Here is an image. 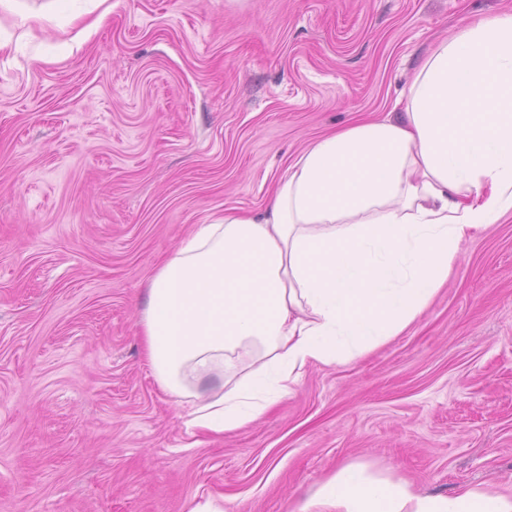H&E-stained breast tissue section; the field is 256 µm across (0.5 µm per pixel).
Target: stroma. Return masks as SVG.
I'll list each match as a JSON object with an SVG mask.
<instances>
[{
  "label": "stroma",
  "mask_w": 512,
  "mask_h": 512,
  "mask_svg": "<svg viewBox=\"0 0 512 512\" xmlns=\"http://www.w3.org/2000/svg\"><path fill=\"white\" fill-rule=\"evenodd\" d=\"M0 8V512H289L345 462L417 490L512 483V216L349 366L195 444L142 358L159 259L265 209L326 132L384 114L461 17L512 0H95L81 48Z\"/></svg>",
  "instance_id": "35a3bbf8"
}]
</instances>
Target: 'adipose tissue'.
<instances>
[{
    "label": "adipose tissue",
    "mask_w": 512,
    "mask_h": 512,
    "mask_svg": "<svg viewBox=\"0 0 512 512\" xmlns=\"http://www.w3.org/2000/svg\"><path fill=\"white\" fill-rule=\"evenodd\" d=\"M512 215V13L462 20L398 111L328 133L264 214L208 217L158 264L144 357L193 436L223 437L404 333L467 238ZM290 512H512V487L415 491L349 462Z\"/></svg>",
    "instance_id": "obj_1"
}]
</instances>
